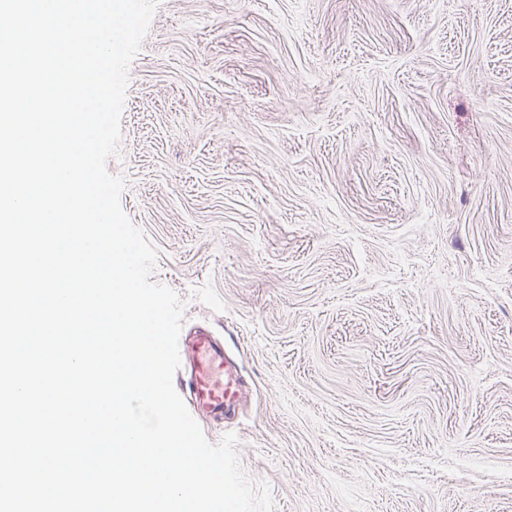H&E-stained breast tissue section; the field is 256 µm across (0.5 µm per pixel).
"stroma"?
Segmentation results:
<instances>
[{
	"label": "stroma",
	"instance_id": "1",
	"mask_svg": "<svg viewBox=\"0 0 512 512\" xmlns=\"http://www.w3.org/2000/svg\"><path fill=\"white\" fill-rule=\"evenodd\" d=\"M120 127L254 495L512 512V0H159Z\"/></svg>",
	"mask_w": 512,
	"mask_h": 512
}]
</instances>
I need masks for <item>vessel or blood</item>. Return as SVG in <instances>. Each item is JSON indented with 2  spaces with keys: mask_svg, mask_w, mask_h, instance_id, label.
<instances>
[{
  "mask_svg": "<svg viewBox=\"0 0 512 512\" xmlns=\"http://www.w3.org/2000/svg\"><path fill=\"white\" fill-rule=\"evenodd\" d=\"M178 390L191 414L213 419L227 418L234 412L245 380L236 359L223 338L200 327L180 337Z\"/></svg>",
  "mask_w": 512,
  "mask_h": 512,
  "instance_id": "obj_1",
  "label": "vessel or blood"
}]
</instances>
